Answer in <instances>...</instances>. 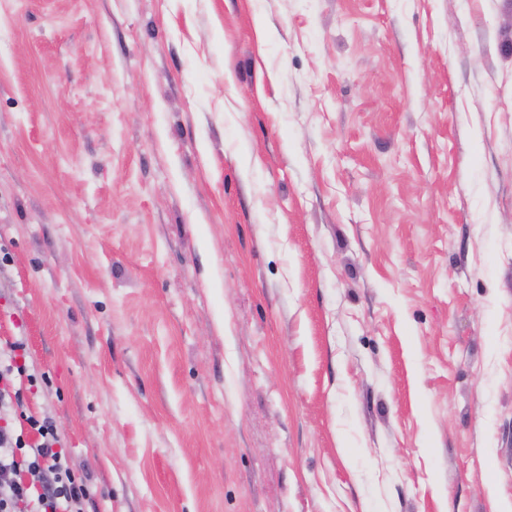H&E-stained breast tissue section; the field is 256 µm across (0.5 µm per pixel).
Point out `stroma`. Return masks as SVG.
<instances>
[{
  "instance_id": "stroma-1",
  "label": "stroma",
  "mask_w": 512,
  "mask_h": 512,
  "mask_svg": "<svg viewBox=\"0 0 512 512\" xmlns=\"http://www.w3.org/2000/svg\"><path fill=\"white\" fill-rule=\"evenodd\" d=\"M85 512L512 504V0H0V339Z\"/></svg>"
}]
</instances>
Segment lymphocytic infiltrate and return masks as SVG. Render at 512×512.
<instances>
[{"instance_id":"f902f5d3","label":"lymphocytic infiltrate","mask_w":512,"mask_h":512,"mask_svg":"<svg viewBox=\"0 0 512 512\" xmlns=\"http://www.w3.org/2000/svg\"><path fill=\"white\" fill-rule=\"evenodd\" d=\"M35 383L23 343L0 342V512H83L86 478L64 466L51 419L27 412L26 390ZM29 431L35 442L26 441ZM27 472L40 474V483L25 482Z\"/></svg>"}]
</instances>
